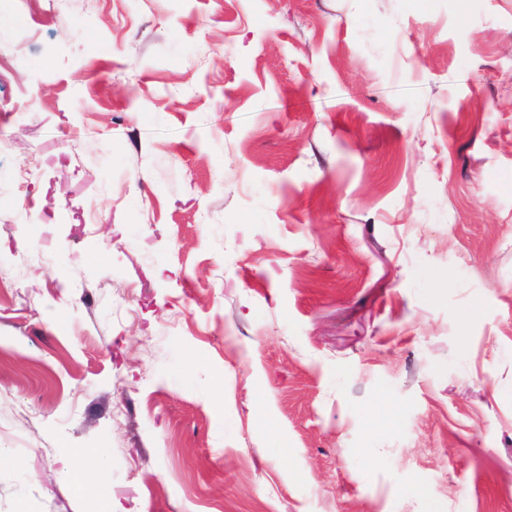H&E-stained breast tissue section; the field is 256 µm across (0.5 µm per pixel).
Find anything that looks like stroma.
Masks as SVG:
<instances>
[{"mask_svg":"<svg viewBox=\"0 0 512 512\" xmlns=\"http://www.w3.org/2000/svg\"><path fill=\"white\" fill-rule=\"evenodd\" d=\"M15 6L0 512H512V0ZM103 448H71L73 490L82 494L89 485L105 488L107 469L102 460Z\"/></svg>","mask_w":512,"mask_h":512,"instance_id":"35a3bbf8","label":"stroma"}]
</instances>
